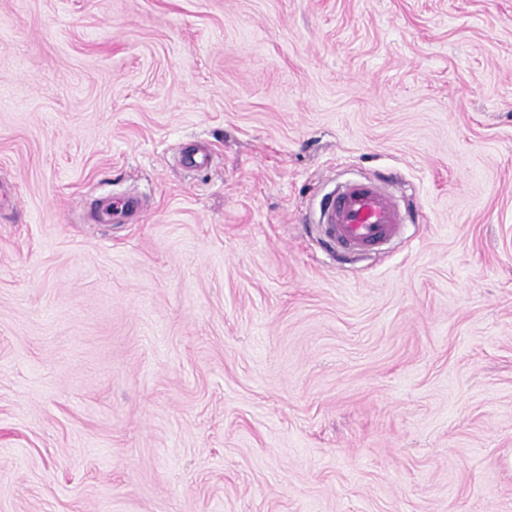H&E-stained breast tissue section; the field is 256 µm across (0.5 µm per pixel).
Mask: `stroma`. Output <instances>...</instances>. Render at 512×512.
I'll list each match as a JSON object with an SVG mask.
<instances>
[{
  "mask_svg": "<svg viewBox=\"0 0 512 512\" xmlns=\"http://www.w3.org/2000/svg\"><path fill=\"white\" fill-rule=\"evenodd\" d=\"M0 512H512V0H0ZM325 235L347 253L375 250L395 237L403 216L395 198L375 182L340 186L321 213Z\"/></svg>",
  "mask_w": 512,
  "mask_h": 512,
  "instance_id": "stroma-1",
  "label": "stroma"
}]
</instances>
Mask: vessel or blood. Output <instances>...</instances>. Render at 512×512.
I'll return each instance as SVG.
<instances>
[{
    "label": "vessel or blood",
    "mask_w": 512,
    "mask_h": 512,
    "mask_svg": "<svg viewBox=\"0 0 512 512\" xmlns=\"http://www.w3.org/2000/svg\"><path fill=\"white\" fill-rule=\"evenodd\" d=\"M325 235L347 253L375 250L395 237L403 222L395 198L375 182L340 186L321 213Z\"/></svg>",
    "instance_id": "vessel-or-blood-1"
}]
</instances>
